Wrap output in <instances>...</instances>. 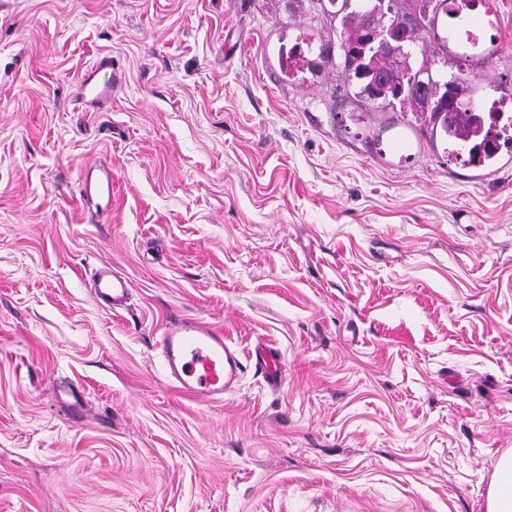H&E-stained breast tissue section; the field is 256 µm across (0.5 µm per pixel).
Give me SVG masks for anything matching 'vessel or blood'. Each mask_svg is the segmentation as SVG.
I'll return each instance as SVG.
<instances>
[{"label": "vessel or blood", "mask_w": 512, "mask_h": 512, "mask_svg": "<svg viewBox=\"0 0 512 512\" xmlns=\"http://www.w3.org/2000/svg\"><path fill=\"white\" fill-rule=\"evenodd\" d=\"M112 91V60L101 58L80 81V99L88 106L105 100ZM84 200L111 198L112 171L105 167L86 168L81 176ZM95 297L113 310L122 308L130 297L128 278L110 265H98L91 276ZM157 343L162 369L171 385L196 397L223 399L234 392L248 366L260 371L270 388H281L284 363L269 346L241 352L225 337L221 326L194 317L172 316L160 328Z\"/></svg>", "instance_id": "obj_1"}]
</instances>
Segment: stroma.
Wrapping results in <instances>:
<instances>
[{"label": "stroma", "instance_id": "35a3bbf8", "mask_svg": "<svg viewBox=\"0 0 512 512\" xmlns=\"http://www.w3.org/2000/svg\"><path fill=\"white\" fill-rule=\"evenodd\" d=\"M494 6L483 105L512 100ZM334 27L319 0H0V512H486L512 450V151L475 167L350 95ZM103 56L96 110L77 84ZM99 164L112 200L88 205ZM102 263L126 309L91 292ZM172 312L278 349L283 387L174 389ZM112 169L105 167L86 168L81 176L80 193L85 201L112 198ZM91 289L95 297L112 311L121 309L127 303L131 293L128 278L108 264L98 265L93 270Z\"/></svg>", "mask_w": 512, "mask_h": 512}]
</instances>
